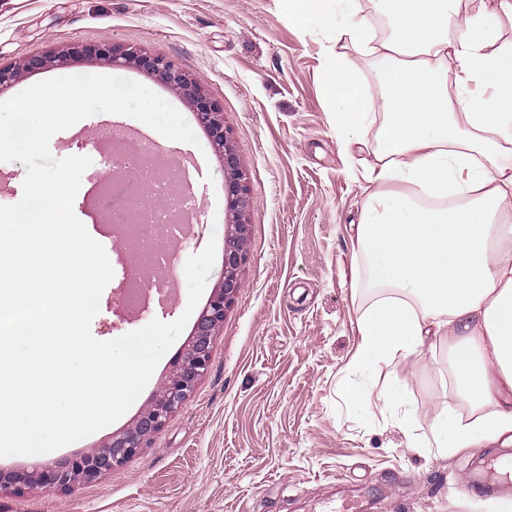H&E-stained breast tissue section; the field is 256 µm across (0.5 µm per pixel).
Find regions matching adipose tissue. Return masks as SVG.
<instances>
[{
  "label": "adipose tissue",
  "mask_w": 512,
  "mask_h": 512,
  "mask_svg": "<svg viewBox=\"0 0 512 512\" xmlns=\"http://www.w3.org/2000/svg\"><path fill=\"white\" fill-rule=\"evenodd\" d=\"M389 20L375 38L359 0H288L313 30L370 60V79L345 54L330 56L337 142L344 154L376 127L364 178L377 188L352 225L353 287L374 298L344 391L395 419L411 448L449 460L512 444V0H371ZM447 340L461 400L435 415L429 439L397 377L432 340ZM389 368L390 382L366 386Z\"/></svg>",
  "instance_id": "obj_1"
}]
</instances>
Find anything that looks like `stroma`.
Here are the masks:
<instances>
[{
    "instance_id": "1",
    "label": "stroma",
    "mask_w": 512,
    "mask_h": 512,
    "mask_svg": "<svg viewBox=\"0 0 512 512\" xmlns=\"http://www.w3.org/2000/svg\"><path fill=\"white\" fill-rule=\"evenodd\" d=\"M327 36L289 16L283 0H0V66L69 51L60 65L22 73L0 89L5 101L45 79L114 74L150 88L194 124L197 195L203 199L177 264L224 239V166L188 103L146 71L110 69L79 55L82 46L133 48L175 60L224 110V127L255 205L248 219L243 287L217 330L207 372L152 443L122 468L94 481L47 490L18 483L0 491V512H335L341 496L365 500V512H494L512 498L460 495L475 464L493 467L512 449L472 448L443 461L406 445L390 417L342 393L368 296L351 286L350 225L368 199L362 177L375 137L348 164L324 93ZM100 115L50 140L54 157L92 160L82 180L99 177L106 152L85 137ZM119 281H111L91 324L108 341L140 329L119 319ZM191 327L157 365L130 409L113 424L52 452L50 461L105 447L132 426L182 355ZM429 436L437 411L458 399L448 347L399 374Z\"/></svg>"
}]
</instances>
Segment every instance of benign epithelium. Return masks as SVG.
Returning <instances> with one entry per match:
<instances>
[{
    "label": "benign epithelium",
    "instance_id": "1",
    "mask_svg": "<svg viewBox=\"0 0 512 512\" xmlns=\"http://www.w3.org/2000/svg\"><path fill=\"white\" fill-rule=\"evenodd\" d=\"M82 54L94 56L113 67L136 63L157 82L180 93L192 106L199 124L212 138L214 149L224 157V269L221 288L200 313L182 361L173 363L157 397L142 411L134 427L113 437L107 447L93 450L82 459L61 460L51 468L39 466L34 470L38 474L36 483L56 488H66L78 477L90 481L125 465L140 449L148 447L171 414L192 393L208 369L216 329L224 322V312L243 288L241 269L248 258L247 216L254 208V201L243 185L240 160L224 128L223 109L202 92L194 79L172 60L160 55L135 53L116 46L84 47ZM61 61V56L38 55L28 58L20 69L0 67V88L15 82L23 69H42Z\"/></svg>",
    "mask_w": 512,
    "mask_h": 512
}]
</instances>
